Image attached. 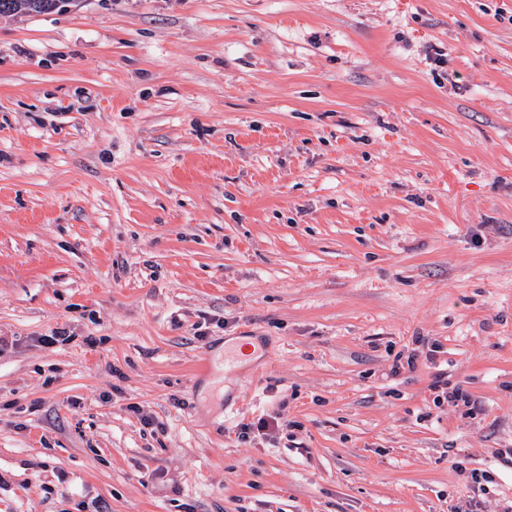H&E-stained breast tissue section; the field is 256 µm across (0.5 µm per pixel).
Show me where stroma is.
I'll return each mask as SVG.
<instances>
[{
    "label": "stroma",
    "mask_w": 512,
    "mask_h": 512,
    "mask_svg": "<svg viewBox=\"0 0 512 512\" xmlns=\"http://www.w3.org/2000/svg\"><path fill=\"white\" fill-rule=\"evenodd\" d=\"M0 336V512H505L512 0L0 15Z\"/></svg>",
    "instance_id": "stroma-1"
}]
</instances>
